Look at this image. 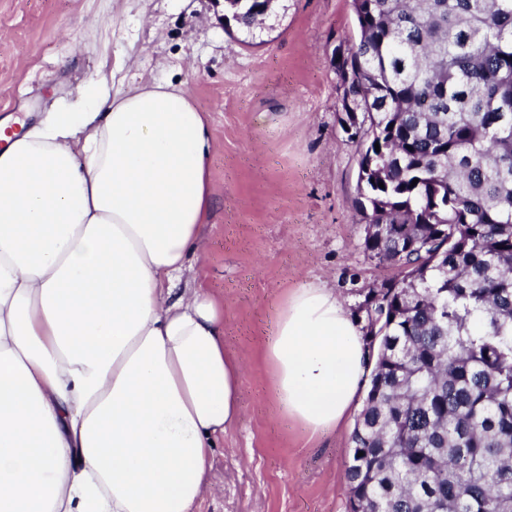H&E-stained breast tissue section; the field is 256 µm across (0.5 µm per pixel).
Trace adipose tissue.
Instances as JSON below:
<instances>
[{
	"label": "adipose tissue",
	"mask_w": 512,
	"mask_h": 512,
	"mask_svg": "<svg viewBox=\"0 0 512 512\" xmlns=\"http://www.w3.org/2000/svg\"><path fill=\"white\" fill-rule=\"evenodd\" d=\"M214 151L169 81L90 82L0 149V512H192L207 490L242 378L191 275ZM263 355L283 419H348L369 356L332 289H295Z\"/></svg>",
	"instance_id": "1"
}]
</instances>
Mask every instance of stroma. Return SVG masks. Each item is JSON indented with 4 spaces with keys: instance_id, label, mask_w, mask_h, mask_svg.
Wrapping results in <instances>:
<instances>
[{
    "instance_id": "1",
    "label": "stroma",
    "mask_w": 512,
    "mask_h": 512,
    "mask_svg": "<svg viewBox=\"0 0 512 512\" xmlns=\"http://www.w3.org/2000/svg\"><path fill=\"white\" fill-rule=\"evenodd\" d=\"M223 14L216 0H0V119L27 128L92 79L183 85L216 142L199 281L243 365L240 416L194 512H350L354 420L311 437L281 419L263 347L295 288H334L362 323L369 289L399 275L364 248L357 145L339 121L332 51L356 35L352 2L278 0L252 35Z\"/></svg>"
}]
</instances>
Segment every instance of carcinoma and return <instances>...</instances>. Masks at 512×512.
Here are the masks:
<instances>
[{
    "label": "carcinoma",
    "mask_w": 512,
    "mask_h": 512,
    "mask_svg": "<svg viewBox=\"0 0 512 512\" xmlns=\"http://www.w3.org/2000/svg\"><path fill=\"white\" fill-rule=\"evenodd\" d=\"M272 8L224 0V26ZM352 8L334 66L365 125L358 207L386 228L364 247L401 277L365 299L385 317L364 336L350 512H512V0Z\"/></svg>",
    "instance_id": "carcinoma-1"
}]
</instances>
